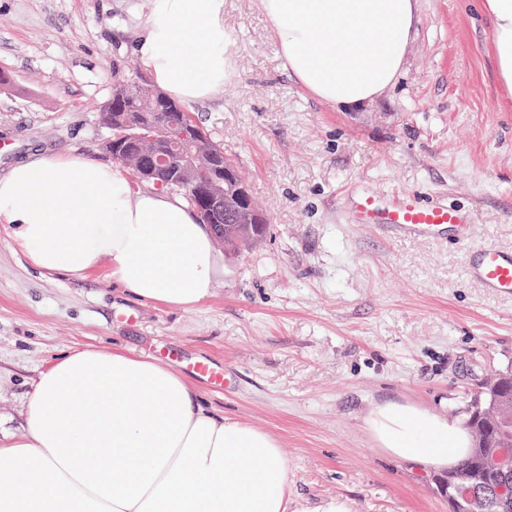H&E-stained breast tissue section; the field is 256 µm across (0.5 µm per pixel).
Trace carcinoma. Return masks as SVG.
<instances>
[{
	"instance_id": "obj_1",
	"label": "carcinoma",
	"mask_w": 512,
	"mask_h": 512,
	"mask_svg": "<svg viewBox=\"0 0 512 512\" xmlns=\"http://www.w3.org/2000/svg\"><path fill=\"white\" fill-rule=\"evenodd\" d=\"M152 85L147 82L123 83L118 86L119 92L111 97L103 106V124L112 130V138L107 140L105 148H131L143 139L161 141L168 130L183 123L195 128V141L204 151L212 152L224 159V191L227 201H233L235 190L245 184L238 167L224 153V147L214 142L204 130L180 106L167 101L164 111H158V104L151 93ZM123 112L126 117H140L141 126L133 128L128 124L118 125L114 115ZM196 153V149H184L177 155L170 166L169 176L161 184L168 190L178 191L185 195L188 202L203 214V203L187 187L180 175V165L184 157ZM267 230V219L261 217L258 224H251L243 229L236 224H224L221 234L215 239L227 249H238L261 240ZM492 380L495 386L477 391L479 401H469L464 410L465 423L473 438L470 453L455 467L442 476V485L448 494L455 493L461 485L472 488L477 499L484 502L488 512H512V494L506 495L503 489L512 487V469H500L487 463V458L496 449L507 444L512 445V417L501 413L500 408L512 404V370L502 371Z\"/></svg>"
}]
</instances>
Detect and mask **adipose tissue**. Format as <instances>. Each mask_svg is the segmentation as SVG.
Returning a JSON list of instances; mask_svg holds the SVG:
<instances>
[{"instance_id": "1", "label": "adipose tissue", "mask_w": 512, "mask_h": 512, "mask_svg": "<svg viewBox=\"0 0 512 512\" xmlns=\"http://www.w3.org/2000/svg\"><path fill=\"white\" fill-rule=\"evenodd\" d=\"M290 73L319 101L357 107L392 86L416 0H260ZM500 83L512 92V0H482ZM224 0H152L135 46L155 83L186 102L224 80ZM43 269L82 275L108 261L133 297L189 311L223 269L179 196L133 186L82 155L36 153L0 174V225ZM25 432L0 439V512H288V462L269 433L209 409L178 372L86 347L40 372ZM383 448L448 468L462 424L407 407L371 420Z\"/></svg>"}]
</instances>
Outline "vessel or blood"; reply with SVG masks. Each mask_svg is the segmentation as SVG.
I'll use <instances>...</instances> for the list:
<instances>
[{"label":"vessel or blood","mask_w":512,"mask_h":512,"mask_svg":"<svg viewBox=\"0 0 512 512\" xmlns=\"http://www.w3.org/2000/svg\"><path fill=\"white\" fill-rule=\"evenodd\" d=\"M351 223L366 224L396 237L437 238L454 233L458 243H467L475 224L471 211L444 200H428L403 190L385 197L353 190L346 195ZM466 270L489 292L512 294V250L483 246L468 251Z\"/></svg>","instance_id":"1"}]
</instances>
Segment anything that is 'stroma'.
<instances>
[{"label":"stroma","mask_w":512,"mask_h":512,"mask_svg":"<svg viewBox=\"0 0 512 512\" xmlns=\"http://www.w3.org/2000/svg\"><path fill=\"white\" fill-rule=\"evenodd\" d=\"M150 0H0V172L35 151L108 163L100 108L147 78L134 44ZM222 86L184 109L223 145L269 221L192 311L116 286L108 262L35 266L0 228V433L24 432L39 372L62 354L123 349L181 374L206 358L231 390L194 384L225 417L276 437L293 512H449L438 471L378 445V406L463 421L488 374L512 368V295L470 279L465 249L349 223L345 194L414 190L470 208L473 244L512 249V93L480 0H417L395 85L350 110L293 77L260 0H224Z\"/></svg>","instance_id":"obj_1"}]
</instances>
